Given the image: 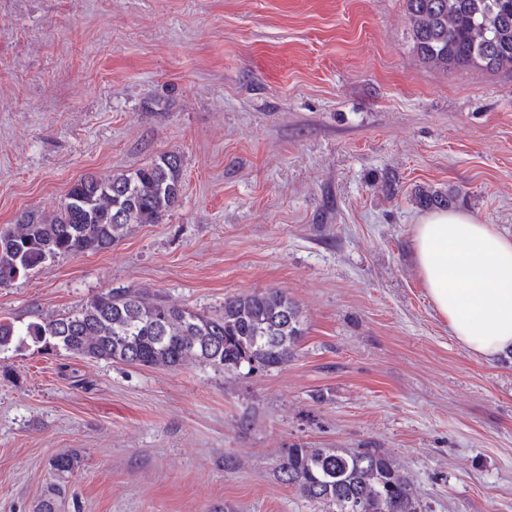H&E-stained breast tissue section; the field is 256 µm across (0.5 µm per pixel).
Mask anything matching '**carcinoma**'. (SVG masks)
<instances>
[{
  "mask_svg": "<svg viewBox=\"0 0 512 512\" xmlns=\"http://www.w3.org/2000/svg\"><path fill=\"white\" fill-rule=\"evenodd\" d=\"M413 49L446 70L477 66L512 69V0H405ZM183 162L167 152L127 173L88 175L71 184L56 211L27 214L0 229V288L12 285L62 256L104 252L134 224H158L177 205ZM458 189L420 185L416 207L448 209ZM305 336L300 308L277 288L224 298L223 310L208 314L180 307L148 289L99 294L66 314H47L18 325L0 319V355L31 343L43 354L62 352L94 362L166 368L189 364L226 377L270 371L290 362ZM75 450L55 455L50 469L75 472ZM279 480L326 508L348 512H421L409 477L377 448L349 450L288 446ZM60 488L45 486L33 512H58Z\"/></svg>",
  "mask_w": 512,
  "mask_h": 512,
  "instance_id": "cac0c4a2",
  "label": "carcinoma"
}]
</instances>
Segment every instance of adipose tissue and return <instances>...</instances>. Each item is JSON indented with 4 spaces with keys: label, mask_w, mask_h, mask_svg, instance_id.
<instances>
[{
    "label": "adipose tissue",
    "mask_w": 512,
    "mask_h": 512,
    "mask_svg": "<svg viewBox=\"0 0 512 512\" xmlns=\"http://www.w3.org/2000/svg\"><path fill=\"white\" fill-rule=\"evenodd\" d=\"M413 249L457 341L487 362L512 352V235L462 210L434 211L415 225Z\"/></svg>",
    "instance_id": "adipose-tissue-1"
}]
</instances>
